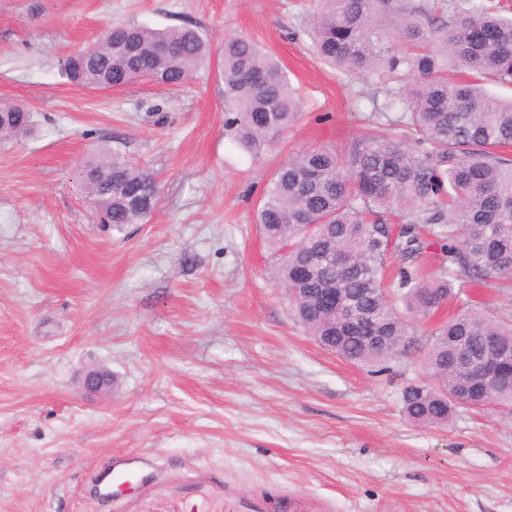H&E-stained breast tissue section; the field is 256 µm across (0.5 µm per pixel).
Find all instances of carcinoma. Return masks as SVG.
Instances as JSON below:
<instances>
[{"instance_id": "cac0c4a2", "label": "carcinoma", "mask_w": 512, "mask_h": 512, "mask_svg": "<svg viewBox=\"0 0 512 512\" xmlns=\"http://www.w3.org/2000/svg\"><path fill=\"white\" fill-rule=\"evenodd\" d=\"M316 0L308 35L325 63L363 79L406 73L388 90L386 108L403 111L404 142L364 136L340 154L309 148L280 165L257 212L275 261L269 278L288 290L297 321L324 349L374 366L415 345V322L446 301L448 322L431 332L422 376L401 393L403 417L443 426L457 408H492L512 418V388L461 369L495 342L512 368V308L471 299L475 284L512 298V99L486 86L512 88V17L493 0ZM108 39L61 60L83 88H124L138 80L180 87L210 59L205 35L190 26L155 29L117 23ZM457 77L448 78V69ZM229 116L224 126L259 155L287 131L301 102L279 62L245 37L224 40L222 71ZM0 140L26 134L31 114L5 108ZM112 165V192L97 173ZM80 180L116 227L140 224L157 206L151 174L114 152L88 161ZM439 263L426 279L420 265ZM402 266L385 282L392 258ZM360 299L358 321L393 337L380 350L354 337L346 310L324 314L327 289Z\"/></svg>"}]
</instances>
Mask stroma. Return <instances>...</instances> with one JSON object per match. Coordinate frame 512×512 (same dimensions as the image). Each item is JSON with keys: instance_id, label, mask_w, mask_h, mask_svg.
I'll use <instances>...</instances> for the list:
<instances>
[{"instance_id": "obj_1", "label": "stroma", "mask_w": 512, "mask_h": 512, "mask_svg": "<svg viewBox=\"0 0 512 512\" xmlns=\"http://www.w3.org/2000/svg\"><path fill=\"white\" fill-rule=\"evenodd\" d=\"M311 0H0V103L33 130L0 142V512H512V420L458 409L417 426L385 371L321 348L270 281L255 222L275 168L384 135L381 82L321 61ZM183 25L209 63L178 89L77 86L61 58L108 25ZM274 54L303 102L254 157L224 127L225 38ZM116 151L158 204L101 223L78 177ZM112 376L109 393L82 386Z\"/></svg>"}]
</instances>
